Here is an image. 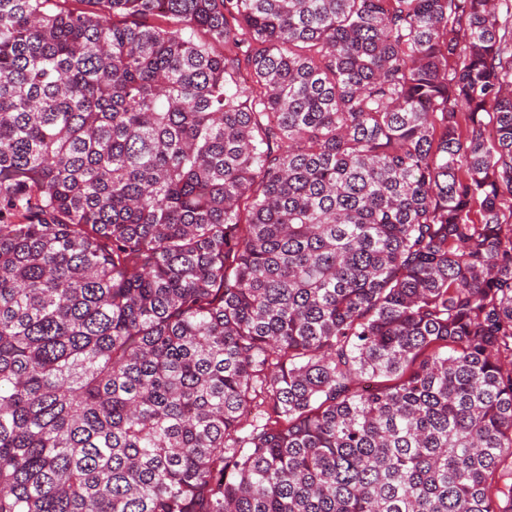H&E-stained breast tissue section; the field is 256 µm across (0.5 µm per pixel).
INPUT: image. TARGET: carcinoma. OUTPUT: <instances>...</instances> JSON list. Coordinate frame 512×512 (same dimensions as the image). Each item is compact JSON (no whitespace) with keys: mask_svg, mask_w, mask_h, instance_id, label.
Segmentation results:
<instances>
[{"mask_svg":"<svg viewBox=\"0 0 512 512\" xmlns=\"http://www.w3.org/2000/svg\"><path fill=\"white\" fill-rule=\"evenodd\" d=\"M66 2L0 0V512H512V0Z\"/></svg>","mask_w":512,"mask_h":512,"instance_id":"cac0c4a2","label":"carcinoma"}]
</instances>
